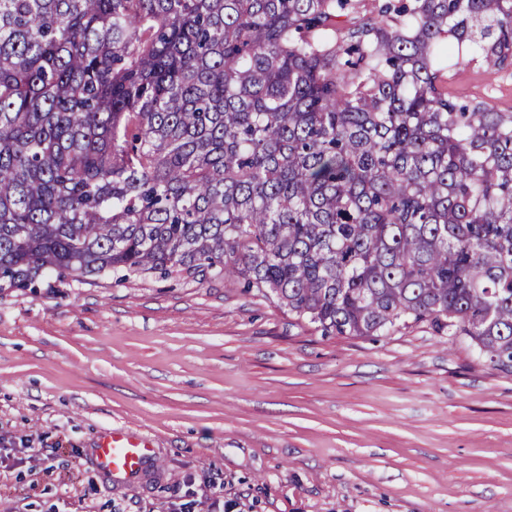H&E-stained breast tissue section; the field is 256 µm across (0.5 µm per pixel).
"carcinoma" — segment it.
<instances>
[{"label": "carcinoma", "instance_id": "obj_1", "mask_svg": "<svg viewBox=\"0 0 512 512\" xmlns=\"http://www.w3.org/2000/svg\"><path fill=\"white\" fill-rule=\"evenodd\" d=\"M512 0H0V288L231 278L512 371ZM448 97L512 111V62L490 70L481 62L460 61L448 72Z\"/></svg>", "mask_w": 512, "mask_h": 512}]
</instances>
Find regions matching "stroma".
Returning a JSON list of instances; mask_svg holds the SVG:
<instances>
[{
  "instance_id": "35a3bbf8",
  "label": "stroma",
  "mask_w": 512,
  "mask_h": 512,
  "mask_svg": "<svg viewBox=\"0 0 512 512\" xmlns=\"http://www.w3.org/2000/svg\"><path fill=\"white\" fill-rule=\"evenodd\" d=\"M450 98L512 111V62ZM147 438L115 482L101 432ZM512 512V373L418 323L324 336L234 280L0 288V512Z\"/></svg>"
}]
</instances>
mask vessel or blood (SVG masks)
<instances>
[{"mask_svg":"<svg viewBox=\"0 0 512 512\" xmlns=\"http://www.w3.org/2000/svg\"><path fill=\"white\" fill-rule=\"evenodd\" d=\"M150 450L151 445L146 439L109 430L99 438L94 450L95 463L111 478L128 480L139 475Z\"/></svg>","mask_w":512,"mask_h":512,"instance_id":"b4317fda","label":"vessel or blood"}]
</instances>
